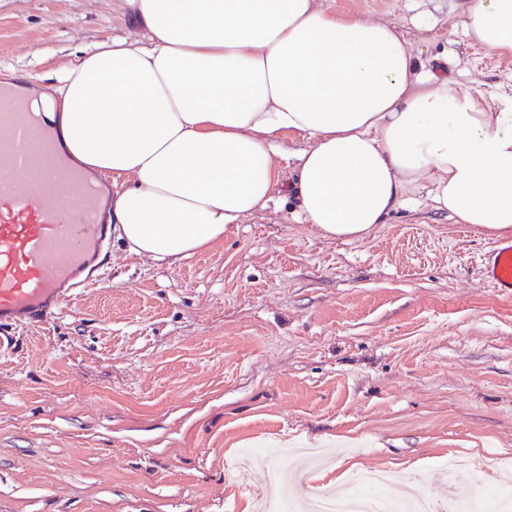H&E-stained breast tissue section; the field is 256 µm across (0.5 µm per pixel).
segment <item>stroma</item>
<instances>
[{"mask_svg":"<svg viewBox=\"0 0 512 512\" xmlns=\"http://www.w3.org/2000/svg\"><path fill=\"white\" fill-rule=\"evenodd\" d=\"M385 19L462 86L512 87V56L431 29L407 0H319ZM122 0H0V85L40 91L95 43L132 35ZM360 240H327L287 193L171 261L113 239L107 268L0 354V512H254L336 499L382 469L425 476L464 455L512 462V295L484 279L497 240L429 187Z\"/></svg>","mask_w":512,"mask_h":512,"instance_id":"stroma-1","label":"stroma"}]
</instances>
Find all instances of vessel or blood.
<instances>
[{
	"mask_svg": "<svg viewBox=\"0 0 512 512\" xmlns=\"http://www.w3.org/2000/svg\"><path fill=\"white\" fill-rule=\"evenodd\" d=\"M103 189L73 167L41 113L0 88V351L10 330L51 321L86 287L111 241ZM493 287L512 293V240L484 263Z\"/></svg>",
	"mask_w": 512,
	"mask_h": 512,
	"instance_id": "1",
	"label": "vessel or blood"
}]
</instances>
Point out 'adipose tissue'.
Returning <instances> with one entry per match:
<instances>
[{
	"label": "adipose tissue",
	"mask_w": 512,
	"mask_h": 512,
	"mask_svg": "<svg viewBox=\"0 0 512 512\" xmlns=\"http://www.w3.org/2000/svg\"><path fill=\"white\" fill-rule=\"evenodd\" d=\"M137 37L21 86L70 158L127 182L109 222L130 251L180 260L289 191L323 237L358 239L431 185L461 224L512 234V92L461 87L394 25L317 0H123ZM512 55V0H467L453 23ZM308 141L289 181L283 136Z\"/></svg>",
	"instance_id": "obj_1"
}]
</instances>
